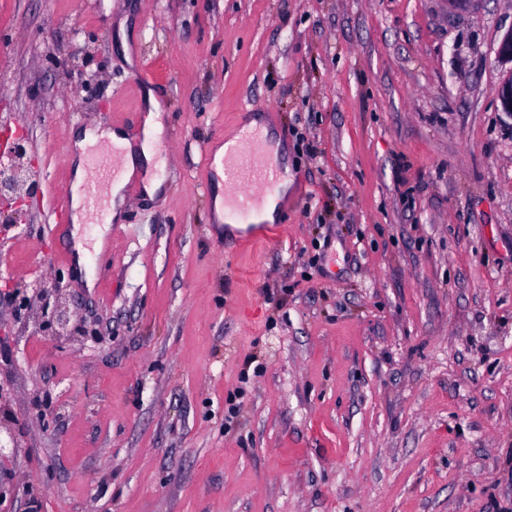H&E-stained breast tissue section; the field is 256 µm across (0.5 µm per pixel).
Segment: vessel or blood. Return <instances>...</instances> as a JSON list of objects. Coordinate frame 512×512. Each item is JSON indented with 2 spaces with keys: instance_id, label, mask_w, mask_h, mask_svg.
<instances>
[{
  "instance_id": "vessel-or-blood-1",
  "label": "vessel or blood",
  "mask_w": 512,
  "mask_h": 512,
  "mask_svg": "<svg viewBox=\"0 0 512 512\" xmlns=\"http://www.w3.org/2000/svg\"><path fill=\"white\" fill-rule=\"evenodd\" d=\"M88 165L93 179L88 188L90 220H101L107 212L108 185L121 172V159L117 150L107 144L91 149ZM226 184L235 187V194L226 199L229 216L234 221L249 223L253 212L260 209L268 193L281 182V172L276 159L267 153L257 133H245L223 159ZM246 185V192H239V185Z\"/></svg>"
}]
</instances>
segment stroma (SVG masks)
Segmentation results:
<instances>
[{
  "mask_svg": "<svg viewBox=\"0 0 512 512\" xmlns=\"http://www.w3.org/2000/svg\"><path fill=\"white\" fill-rule=\"evenodd\" d=\"M511 30L512 0H0L44 177L0 267L86 327L0 290V512H512ZM150 90L163 191L81 224L88 289L70 135H139ZM249 114L290 187L246 244L207 156ZM13 294L17 311L28 313L31 298L40 302L41 324L45 331L55 336H75L83 332V324L63 296V286L60 276H55L47 282H37L24 286H15ZM23 288V289H18ZM28 289L32 296H29Z\"/></svg>",
  "mask_w": 512,
  "mask_h": 512,
  "instance_id": "1",
  "label": "stroma"
}]
</instances>
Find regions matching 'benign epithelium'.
<instances>
[{"mask_svg": "<svg viewBox=\"0 0 512 512\" xmlns=\"http://www.w3.org/2000/svg\"><path fill=\"white\" fill-rule=\"evenodd\" d=\"M502 108L512 112V78L495 88ZM9 165L0 166V223L18 227L27 223L30 203L40 195V174L28 151L26 135L20 128L0 124V157ZM40 302L42 327L55 336H75L83 332V324L63 296L61 277L47 282H34L13 294L16 309L29 311L31 298Z\"/></svg>", "mask_w": 512, "mask_h": 512, "instance_id": "obj_1", "label": "benign epithelium"}]
</instances>
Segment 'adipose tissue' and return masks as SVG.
<instances>
[{"label": "adipose tissue", "mask_w": 512, "mask_h": 512, "mask_svg": "<svg viewBox=\"0 0 512 512\" xmlns=\"http://www.w3.org/2000/svg\"><path fill=\"white\" fill-rule=\"evenodd\" d=\"M146 112L147 115L143 124L146 144L140 149H133L129 134L125 130L116 129L108 134L112 145L121 151L123 164L121 175L112 182L109 189L110 217L114 220L123 217V189L130 179L137 176L143 177L144 191L151 197L155 196L162 186L160 180L151 177L149 174L153 163V154L149 148V143L160 136L164 128L162 121L163 105L155 94L147 95ZM99 139V134L90 127L77 131L73 137L71 222L76 227L83 224L87 216V196L84 191L88 182V173L85 166L87 151L95 146Z\"/></svg>", "instance_id": "adipose-tissue-1"}]
</instances>
